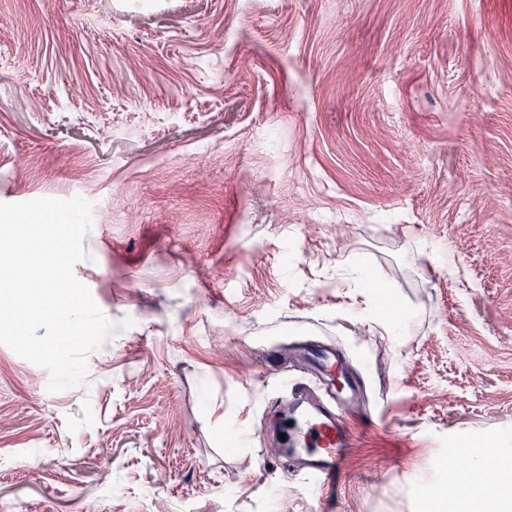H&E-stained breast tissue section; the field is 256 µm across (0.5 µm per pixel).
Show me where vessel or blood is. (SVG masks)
<instances>
[{"label": "vessel or blood", "mask_w": 512, "mask_h": 512, "mask_svg": "<svg viewBox=\"0 0 512 512\" xmlns=\"http://www.w3.org/2000/svg\"><path fill=\"white\" fill-rule=\"evenodd\" d=\"M356 386L341 356L330 348L309 352L305 377H282L276 400L284 461L297 465L312 489L334 487L352 437L342 409Z\"/></svg>", "instance_id": "obj_1"}]
</instances>
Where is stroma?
Instances as JSON below:
<instances>
[{
  "instance_id": "1",
  "label": "stroma",
  "mask_w": 512,
  "mask_h": 512,
  "mask_svg": "<svg viewBox=\"0 0 512 512\" xmlns=\"http://www.w3.org/2000/svg\"><path fill=\"white\" fill-rule=\"evenodd\" d=\"M76 196L115 330L59 392L0 345V512H512V0H0V203ZM299 342L361 379L328 495ZM306 378H281L276 413L285 448L284 462L297 464L313 490L336 486L352 437L342 409L356 386L342 357L331 348L308 353ZM291 422V425H288Z\"/></svg>"
}]
</instances>
